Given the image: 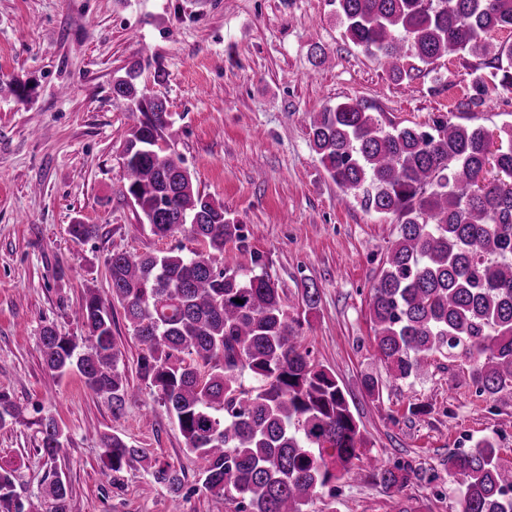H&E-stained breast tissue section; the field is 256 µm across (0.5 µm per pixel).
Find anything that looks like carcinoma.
Instances as JSON below:
<instances>
[{"instance_id":"carcinoma-1","label":"carcinoma","mask_w":512,"mask_h":512,"mask_svg":"<svg viewBox=\"0 0 512 512\" xmlns=\"http://www.w3.org/2000/svg\"><path fill=\"white\" fill-rule=\"evenodd\" d=\"M336 17L350 42L387 60L397 79L432 72L448 55L471 56L512 90V42L491 38L512 29V0H336ZM139 70L131 64L112 86L133 118L121 152L125 192L154 235L184 232L202 249L107 257L112 299L142 345L138 377L176 421L207 490L238 502L237 512H305L324 490L337 498L336 483L361 460L367 438L336 374L301 348L299 321L275 283L255 272L262 255L252 254L248 274L224 259L227 243H245L244 227L194 189L179 154L160 149L172 114L164 99L138 94ZM471 88L467 105L484 103L481 75ZM497 139L494 153L484 127L445 118L428 130L387 126L359 102L310 117V145L327 175L398 225L368 302L383 360L398 379L423 377L439 353L471 363L480 394L512 386V124ZM98 231L69 228L77 242ZM73 315L84 336L44 327V363L60 375L77 371L117 413L130 385L119 369L112 304L90 289ZM20 417L0 394V426ZM37 425L36 452L56 458L63 430L52 418ZM101 447L114 473L147 457L114 433ZM448 474L459 476L461 512H512V466L492 440L449 456ZM152 476L180 497L182 472L156 464ZM370 476L396 495L392 512H419L402 495L407 466L380 462ZM44 494L45 509L22 500L14 471L0 467V512H69L60 476Z\"/></svg>"}]
</instances>
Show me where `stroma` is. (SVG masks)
I'll list each match as a JSON object with an SVG mask.
<instances>
[{"label": "stroma", "instance_id": "stroma-1", "mask_svg": "<svg viewBox=\"0 0 512 512\" xmlns=\"http://www.w3.org/2000/svg\"><path fill=\"white\" fill-rule=\"evenodd\" d=\"M316 45L329 55L319 67ZM137 60L140 89L167 101L169 143L195 187L245 227L246 249L228 251L246 270L251 253L263 256L312 358L348 390L373 453L412 466L405 492L421 512H459L447 459L491 437L512 463V388L478 394L469 362L439 355L424 378L389 373L368 302L398 227L329 178L309 144V117L358 101L384 123L428 127L462 112L478 71L489 94L468 122L493 132L512 122V92L473 57L442 58L434 76L393 79L382 59L345 38L334 0H0V393L23 411L0 427V466L14 470L18 492L40 494L57 473L70 487L69 512L236 510L198 483L176 422L139 380L141 345L120 304L112 333L132 387L121 414L78 373L56 374L43 361L44 326L80 335L73 311L87 289L111 298L110 254L198 247L181 233L154 236L123 190L130 123L112 84ZM17 77L32 86L27 101L12 92ZM78 221L99 225L97 237L72 241ZM311 282L320 301L308 312L301 292ZM368 374L379 380L378 398L363 390ZM413 405L421 414H410ZM45 417L66 435L54 460L36 452ZM105 433L184 472L179 500L148 463L103 470ZM340 486L338 500L314 497L306 512H391V497L367 474Z\"/></svg>", "mask_w": 512, "mask_h": 512}]
</instances>
